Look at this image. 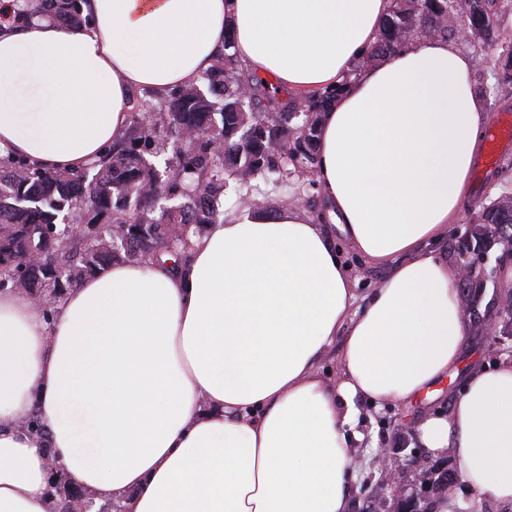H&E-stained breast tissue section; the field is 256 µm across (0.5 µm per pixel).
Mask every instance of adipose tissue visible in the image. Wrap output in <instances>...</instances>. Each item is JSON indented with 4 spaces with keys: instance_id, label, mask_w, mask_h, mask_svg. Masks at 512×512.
I'll return each mask as SVG.
<instances>
[{
    "instance_id": "obj_1",
    "label": "adipose tissue",
    "mask_w": 512,
    "mask_h": 512,
    "mask_svg": "<svg viewBox=\"0 0 512 512\" xmlns=\"http://www.w3.org/2000/svg\"><path fill=\"white\" fill-rule=\"evenodd\" d=\"M391 0H87V25L0 32V158L78 172L126 133L134 92L200 85L224 51L320 117L326 224L225 212L186 274L116 263L55 309L0 292V512H51L49 456L126 512H350L357 400L407 402L459 362L469 320L438 243L457 224L485 116L475 59L423 39L354 70ZM390 263L357 299L333 244ZM343 336V381L315 364ZM38 417L43 434L26 423ZM418 440L512 502V360L473 368Z\"/></svg>"
}]
</instances>
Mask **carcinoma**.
Instances as JSON below:
<instances>
[{
  "mask_svg": "<svg viewBox=\"0 0 512 512\" xmlns=\"http://www.w3.org/2000/svg\"><path fill=\"white\" fill-rule=\"evenodd\" d=\"M84 0H12L0 12V25L27 24L46 17L75 27L88 22ZM512 0H465L452 9L448 0H392L366 60L400 51L418 37L459 39L461 25L477 48L492 45L508 30ZM207 75L209 93L197 87L175 88L159 97L133 101L131 129L98 163L77 173L46 171L22 160H0V289L22 287L32 295L46 290L60 299L87 276L116 262H140L166 255L185 271L190 239L216 223L219 199L227 180L251 187L272 181L283 196L266 198L276 208L288 197L304 198L316 189L320 115L337 90L282 99L283 90L241 68L228 53ZM253 111L265 118L245 120ZM189 130L207 136L187 141ZM170 148L173 164L159 170L145 154L156 143ZM90 224L122 226L121 235L105 232L87 238L69 223L76 210ZM180 232L178 246L168 238ZM512 243V193L489 199L479 211V230L458 238L459 256L480 252L488 257L485 272L459 283L460 296L478 330H489L498 312L480 311L487 282L512 279L496 271L491 253ZM425 478L435 486L458 479L456 471L430 466Z\"/></svg>",
  "mask_w": 512,
  "mask_h": 512,
  "instance_id": "1",
  "label": "carcinoma"
}]
</instances>
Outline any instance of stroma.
I'll return each mask as SVG.
<instances>
[{"instance_id": "obj_1", "label": "stroma", "mask_w": 512, "mask_h": 512, "mask_svg": "<svg viewBox=\"0 0 512 512\" xmlns=\"http://www.w3.org/2000/svg\"><path fill=\"white\" fill-rule=\"evenodd\" d=\"M499 53L490 51L479 57L472 77L471 90L480 109L489 117V126H497L504 117H512V88L502 87L496 102H489L481 93L486 84H494L499 73ZM512 192V145L504 148L495 165L485 170L481 180L472 181L470 193L463 207L464 216L478 212L488 198L502 191ZM336 252L347 268L356 296L362 297L386 278L388 266L360 255L355 246L341 233L333 235ZM512 354L504 350L496 336L470 335L466 338L463 356L456 369L454 380H443L436 393L427 399L407 405L400 402L374 404L358 402L355 432L360 440L350 443L356 480L350 512H393L397 495L377 490V474L372 459L377 449L391 448L395 451V467L404 474V483L410 488H420L425 468L442 461L449 468H457L452 454L435 457L426 454L418 443V427L423 419L436 413H447L451 402L464 383L465 373L474 366L491 369Z\"/></svg>"}]
</instances>
